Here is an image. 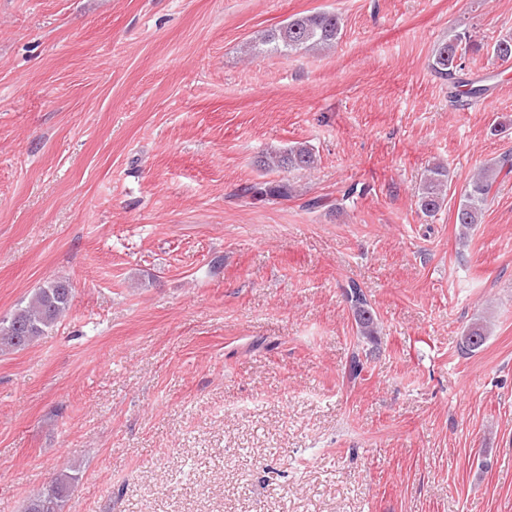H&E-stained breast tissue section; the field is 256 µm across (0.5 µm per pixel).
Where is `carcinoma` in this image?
<instances>
[{
    "instance_id": "carcinoma-1",
    "label": "carcinoma",
    "mask_w": 512,
    "mask_h": 512,
    "mask_svg": "<svg viewBox=\"0 0 512 512\" xmlns=\"http://www.w3.org/2000/svg\"><path fill=\"white\" fill-rule=\"evenodd\" d=\"M340 31V18L336 13L319 11L292 17L283 25L267 31L262 37V44L270 45L286 55L303 50L330 49L336 46ZM462 43L461 35L439 42L434 49L432 69L440 79L448 83L450 98L465 96L478 99L484 95L486 88L463 77ZM315 162L313 148L304 143H296L261 157L259 165L268 170L299 171L311 169ZM500 167L512 169V159L502 158ZM498 168L485 166L466 184L462 203L456 213V223L463 228L468 230L481 222L499 174ZM447 187V167L435 164L427 169L417 193V205L424 215L433 217L440 211ZM244 192L254 199L265 200L269 197L288 196L289 187L286 184H255L245 188ZM345 297L350 303L357 338L366 343H377L379 319L361 288L354 282L348 284ZM72 298L73 288L69 280H47L36 289L25 305L0 317V350L24 349L47 335L69 311ZM487 335L486 324L478 321L471 323L464 336V347L471 352L479 349ZM77 481V467L70 466L60 471L29 499L26 512H62Z\"/></svg>"
}]
</instances>
